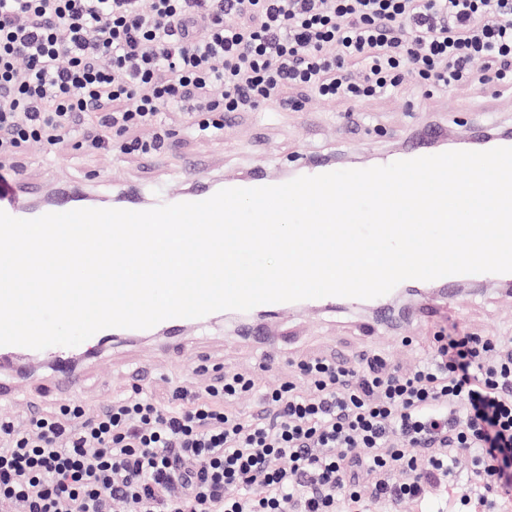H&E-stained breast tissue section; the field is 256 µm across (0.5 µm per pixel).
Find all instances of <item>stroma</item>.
<instances>
[{
	"label": "stroma",
	"mask_w": 512,
	"mask_h": 512,
	"mask_svg": "<svg viewBox=\"0 0 512 512\" xmlns=\"http://www.w3.org/2000/svg\"><path fill=\"white\" fill-rule=\"evenodd\" d=\"M289 96L300 100L298 110L271 107L237 112L225 121L223 132L206 139L196 136L176 115L163 112L171 146L142 157L116 148L108 153L88 152L70 142L48 155L31 148L23 157L22 176L47 188L82 183L93 190L110 184L180 189L191 163L197 172L228 179L257 167H291L306 151L324 155L344 170L351 158L396 152L426 124L457 138L487 124L512 129V93H495L486 86L451 87L417 96L406 83L387 97L358 106L323 101L302 89L290 90ZM271 322L279 346V362L273 370H263L260 350L235 336L232 322L218 321L203 334L193 335L182 351L164 357L158 355L155 341L146 339L116 345L82 362L83 392L72 401L91 410L110 404L136 382L143 368L154 372L148 387L155 393L196 378L202 365L213 375L226 370L251 372L262 386L276 382L300 360L322 355L356 362L375 353L409 368L429 356L437 335L512 340V292L501 291L495 284H465L452 309L391 331L376 327L366 312L288 311L272 316Z\"/></svg>",
	"instance_id": "obj_1"
}]
</instances>
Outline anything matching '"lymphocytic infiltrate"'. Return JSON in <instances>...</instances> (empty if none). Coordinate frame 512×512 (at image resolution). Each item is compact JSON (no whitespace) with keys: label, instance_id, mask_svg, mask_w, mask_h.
I'll use <instances>...</instances> for the list:
<instances>
[{"label":"lymphocytic infiltrate","instance_id":"1","mask_svg":"<svg viewBox=\"0 0 512 512\" xmlns=\"http://www.w3.org/2000/svg\"><path fill=\"white\" fill-rule=\"evenodd\" d=\"M407 78L511 85L512 0H0V177L31 145L158 152L164 106L211 137L292 108V88L361 104ZM255 392L259 414L231 409ZM447 486L464 512L512 505V342L439 336L409 369L320 356L262 388L227 372L0 418L7 512H367Z\"/></svg>","mask_w":512,"mask_h":512}]
</instances>
